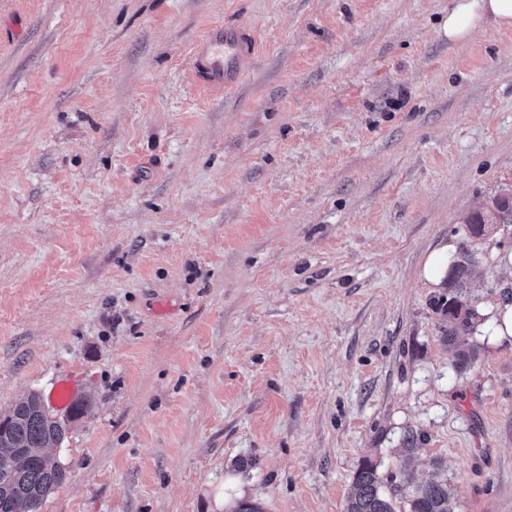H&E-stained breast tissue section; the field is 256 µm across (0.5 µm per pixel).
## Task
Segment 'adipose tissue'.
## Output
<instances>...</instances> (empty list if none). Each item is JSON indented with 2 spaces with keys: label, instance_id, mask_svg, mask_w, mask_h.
Wrapping results in <instances>:
<instances>
[{
  "label": "adipose tissue",
  "instance_id": "1",
  "mask_svg": "<svg viewBox=\"0 0 512 512\" xmlns=\"http://www.w3.org/2000/svg\"><path fill=\"white\" fill-rule=\"evenodd\" d=\"M488 24L512 28V0H453L445 33L449 41L464 43Z\"/></svg>",
  "mask_w": 512,
  "mask_h": 512
}]
</instances>
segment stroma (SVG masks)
I'll return each mask as SVG.
<instances>
[{"label":"stroma","instance_id":"1","mask_svg":"<svg viewBox=\"0 0 512 512\" xmlns=\"http://www.w3.org/2000/svg\"><path fill=\"white\" fill-rule=\"evenodd\" d=\"M452 4L0 0V413L92 403L39 512H344L366 460L512 512V337L456 372L421 275L512 282L461 224L512 184V29L454 45ZM219 24L256 55L205 91ZM255 52L256 41L248 30L235 25L212 27L193 49L194 77L207 87H235ZM448 244L434 249L428 256L424 265L426 278L435 284H439L443 275L444 264L448 258ZM75 398L76 387L74 382L70 379L59 380L49 395L50 407L56 412H66V415L63 417L57 415L55 418L62 421L67 429H71L77 422V419L74 416H85L88 414L90 408L88 400L74 402ZM69 413H72L74 416Z\"/></svg>","mask_w":512,"mask_h":512}]
</instances>
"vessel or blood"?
Segmentation results:
<instances>
[{
	"instance_id": "vessel-or-blood-1",
	"label": "vessel or blood",
	"mask_w": 512,
	"mask_h": 512,
	"mask_svg": "<svg viewBox=\"0 0 512 512\" xmlns=\"http://www.w3.org/2000/svg\"><path fill=\"white\" fill-rule=\"evenodd\" d=\"M255 52L256 41L248 30L235 25L212 27L193 49L191 65L194 77L207 87H235L242 80ZM75 398L74 382L63 379L52 389L49 403L54 411L63 413Z\"/></svg>"
}]
</instances>
